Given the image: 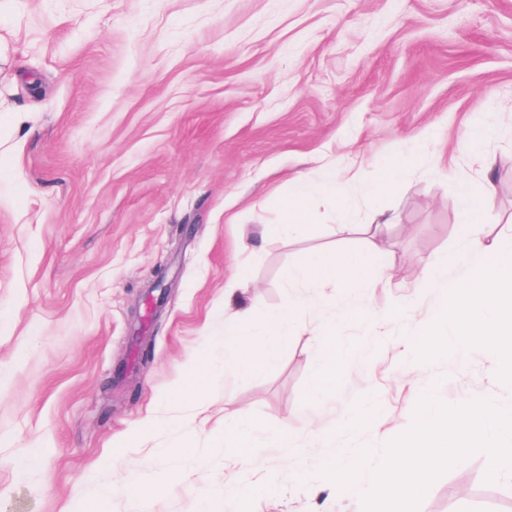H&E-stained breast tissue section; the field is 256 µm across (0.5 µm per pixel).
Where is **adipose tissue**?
<instances>
[{
	"label": "adipose tissue",
	"instance_id": "1",
	"mask_svg": "<svg viewBox=\"0 0 512 512\" xmlns=\"http://www.w3.org/2000/svg\"><path fill=\"white\" fill-rule=\"evenodd\" d=\"M406 170L396 166L371 181H357L347 174L337 176L328 170L321 184L305 178L294 179L288 195L271 199L277 214L275 223L265 225L268 235L289 238L299 233L311 219L309 202L320 194L336 202L341 219L340 230L357 232L351 203L353 187L374 196L391 182L404 178ZM460 233L455 247L436 255L423 269L422 278L433 287L448 286V298L431 315L417 320L418 338L413 342L414 360L423 364L439 355L450 356L456 365H464L470 351L482 348L512 355V234L486 244L484 208L470 190L457 198ZM463 269L456 280H448L449 270ZM288 287L297 289L288 306L264 312L254 319L256 300L241 304L240 320L224 326V359L204 361L200 377L223 371L225 379L240 381L254 378L271 368L299 325L301 310L316 302L335 303L351 299L352 321L363 324L368 335H377L381 317L365 310L363 303L379 288L392 287V276L374 241L367 249H331L307 255L290 266L284 276ZM322 357L310 378L305 395L314 399L334 388L345 361L342 326L330 321L318 325ZM225 457L242 469L251 470L261 449L278 448L284 456L299 448L298 435L290 422L267 427L247 417L223 434Z\"/></svg>",
	"mask_w": 512,
	"mask_h": 512
}]
</instances>
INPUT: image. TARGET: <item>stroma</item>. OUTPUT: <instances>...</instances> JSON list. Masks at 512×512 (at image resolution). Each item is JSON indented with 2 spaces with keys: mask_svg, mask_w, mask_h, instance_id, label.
Wrapping results in <instances>:
<instances>
[{
  "mask_svg": "<svg viewBox=\"0 0 512 512\" xmlns=\"http://www.w3.org/2000/svg\"><path fill=\"white\" fill-rule=\"evenodd\" d=\"M0 32V512H78L90 483L111 489L109 512H136L125 485L148 467L183 478L152 486L146 512H196L207 487L177 451L206 449L217 480L240 485L207 436L243 413L293 421L300 443L291 458H257L279 492L252 493L251 512H363L324 501L333 444L382 451L421 387L449 407L512 406L496 353L475 351L461 369L445 357L405 365L399 319L378 342L346 325L342 377L307 399L320 357L309 327L347 314L323 303L303 310L273 368L237 385L210 378L206 424L177 393L189 358L219 350L238 271L274 309L303 255L365 248L321 198L302 236L262 238L276 219L269 197L291 178L317 183L334 165L371 180L409 162L359 221L393 215V278L419 286L428 312L446 292L420 287L419 272L456 242L461 185L481 187L460 147L492 114L485 222L493 237L512 223V0H0ZM367 399L384 425L350 427ZM166 417L176 425L129 442L136 424ZM310 420L333 427L335 443ZM510 499L512 478L488 483L474 456L437 477L417 512Z\"/></svg>",
  "mask_w": 512,
  "mask_h": 512,
  "instance_id": "obj_1",
  "label": "stroma"
}]
</instances>
